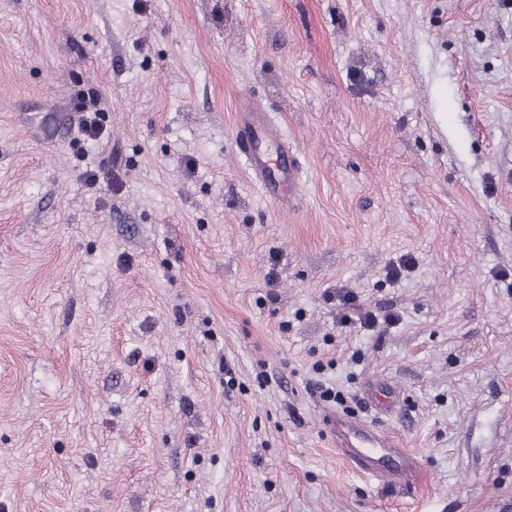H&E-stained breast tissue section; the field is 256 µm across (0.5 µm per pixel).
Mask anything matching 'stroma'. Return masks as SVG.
Returning a JSON list of instances; mask_svg holds the SVG:
<instances>
[{
    "label": "stroma",
    "mask_w": 512,
    "mask_h": 512,
    "mask_svg": "<svg viewBox=\"0 0 512 512\" xmlns=\"http://www.w3.org/2000/svg\"><path fill=\"white\" fill-rule=\"evenodd\" d=\"M0 512H512V0H0ZM236 146L261 193L280 208L294 207L299 200L300 157L248 99L240 102L237 112ZM272 153L276 155L273 164ZM322 422L342 456L365 474L390 484H409L418 462L383 428L334 409L324 410Z\"/></svg>",
    "instance_id": "obj_1"
}]
</instances>
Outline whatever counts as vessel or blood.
Masks as SVG:
<instances>
[{
    "label": "vessel or blood",
    "instance_id": "obj_1",
    "mask_svg": "<svg viewBox=\"0 0 512 512\" xmlns=\"http://www.w3.org/2000/svg\"><path fill=\"white\" fill-rule=\"evenodd\" d=\"M236 146L271 203L281 208L297 204L300 157L272 122L246 100L241 101L237 112ZM322 422L342 456L363 473L401 485L414 477L417 460L383 428L333 409L324 410Z\"/></svg>",
    "mask_w": 512,
    "mask_h": 512
}]
</instances>
